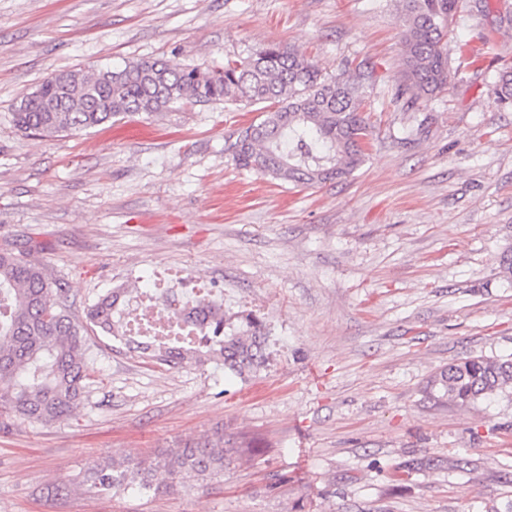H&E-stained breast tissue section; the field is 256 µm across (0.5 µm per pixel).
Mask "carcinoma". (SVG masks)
Instances as JSON below:
<instances>
[{
  "instance_id": "obj_1",
  "label": "carcinoma",
  "mask_w": 512,
  "mask_h": 512,
  "mask_svg": "<svg viewBox=\"0 0 512 512\" xmlns=\"http://www.w3.org/2000/svg\"><path fill=\"white\" fill-rule=\"evenodd\" d=\"M404 12L403 86L431 98L450 80L443 41L452 32L457 0H400ZM493 90L512 106V67L501 69ZM265 104L262 115L237 132L231 152L236 167L284 182L315 186L352 174L364 162L369 126L356 78H328L291 49L270 45L241 60L203 69L140 59L106 70H70L45 79L14 107L12 121L25 132L53 137L92 129L120 115L164 112L177 103ZM128 290H109L91 304L85 322L73 319L65 290L51 288L44 266L25 251L0 249V410L50 424L84 399L91 380L84 343L98 331L142 351L149 361L175 367L185 362L224 363L247 380L266 363L261 322L248 314L235 327L224 310L203 297L167 310L166 324H133L116 305ZM512 387V358H466L436 373L429 393L473 404ZM240 449L215 431L168 448L153 460L89 469L102 492L136 486L204 481L231 470Z\"/></svg>"
}]
</instances>
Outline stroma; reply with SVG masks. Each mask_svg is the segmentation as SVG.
Returning <instances> with one entry per match:
<instances>
[{
  "label": "stroma",
  "mask_w": 512,
  "mask_h": 512,
  "mask_svg": "<svg viewBox=\"0 0 512 512\" xmlns=\"http://www.w3.org/2000/svg\"><path fill=\"white\" fill-rule=\"evenodd\" d=\"M399 0H0V247L31 252L84 318L158 268L256 315L267 362L159 366L89 337L66 419L0 416V512H486L512 500V394L429 397L442 367L512 357V0H458L451 74L399 94ZM270 43L364 75L372 127L350 177L302 186L225 152L257 106L187 102L56 137L16 103L52 73L163 57L211 67ZM250 442L224 476L106 494L90 463L150 459L215 428Z\"/></svg>",
  "instance_id": "obj_1"
}]
</instances>
